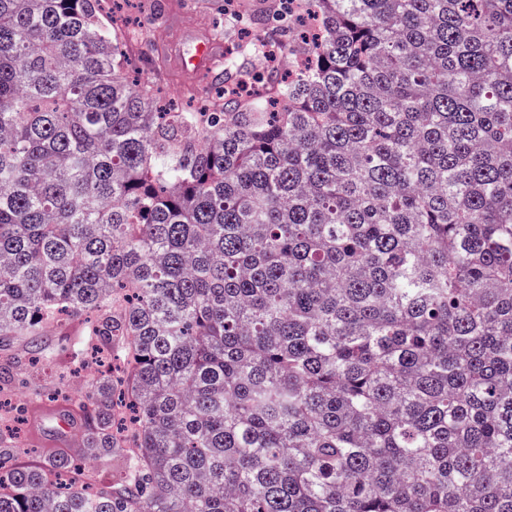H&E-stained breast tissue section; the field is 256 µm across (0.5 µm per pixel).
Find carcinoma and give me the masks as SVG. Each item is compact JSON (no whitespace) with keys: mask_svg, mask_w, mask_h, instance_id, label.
Segmentation results:
<instances>
[{"mask_svg":"<svg viewBox=\"0 0 512 512\" xmlns=\"http://www.w3.org/2000/svg\"><path fill=\"white\" fill-rule=\"evenodd\" d=\"M100 2L0 0V387L94 346L119 468L0 425V512H512V0H301L192 110Z\"/></svg>","mask_w":512,"mask_h":512,"instance_id":"carcinoma-1","label":"carcinoma"}]
</instances>
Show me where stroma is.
I'll return each mask as SVG.
<instances>
[{
  "label": "stroma",
  "instance_id": "35a3bbf8",
  "mask_svg": "<svg viewBox=\"0 0 512 512\" xmlns=\"http://www.w3.org/2000/svg\"><path fill=\"white\" fill-rule=\"evenodd\" d=\"M274 0H240L235 29H228L222 0H110L109 10L125 18L126 59L132 74L148 83L162 99L183 104L202 100L210 91L213 72L184 73L180 61L190 39L234 43L238 39H274L288 45V21L272 17ZM85 368L67 362L55 365L26 364L15 374L8 401L25 408L18 426L27 447L39 456H20L24 465L61 448L64 398L84 386Z\"/></svg>",
  "mask_w": 512,
  "mask_h": 512
}]
</instances>
